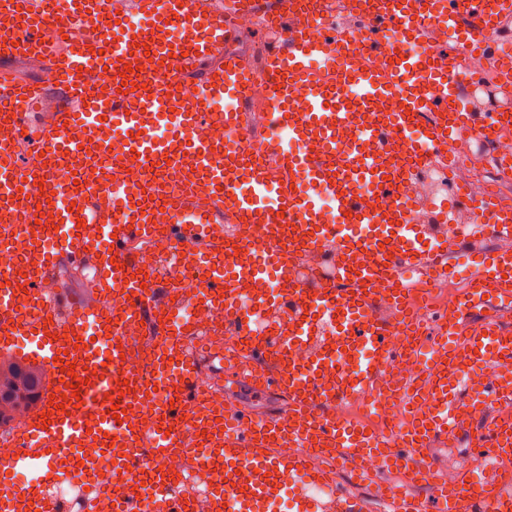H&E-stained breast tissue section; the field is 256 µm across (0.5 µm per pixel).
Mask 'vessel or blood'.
Returning <instances> with one entry per match:
<instances>
[{"label":"vessel or blood","mask_w":512,"mask_h":512,"mask_svg":"<svg viewBox=\"0 0 512 512\" xmlns=\"http://www.w3.org/2000/svg\"><path fill=\"white\" fill-rule=\"evenodd\" d=\"M301 0H61L57 11L45 0H0V121L12 139L0 141V249L22 255L19 265L0 267V351L49 367L37 411L25 424L31 442L25 453L0 463V512H60L63 484L78 500L105 490L94 461H81L82 448L94 445L114 459L115 470H132L142 486L114 512H190L187 500L171 490L179 475L162 474L143 460V449L167 454L181 447L179 429L188 411L203 401L193 382L194 356L181 337L200 335L190 310L200 301L224 300L240 337L262 371V387L288 396L286 413L259 418L244 412L215 420L204 417L205 447L194 449L201 464L219 480L206 489L213 512H271L289 497L291 512H364L365 506L336 488L331 474L307 467L305 448H327L344 464L367 456L373 469L402 470L410 456L434 441L472 436L473 453L494 448L512 455V421L487 436H473L474 419L496 404L512 402V329L500 318L512 313V207L450 186L433 205L430 223L416 220L417 202L403 186L426 172L435 153L465 139L495 149L498 136L512 128V109L480 104L478 78L458 69L454 59L429 64L420 47L436 29L456 54L479 53L497 83L512 91V41L501 32L512 24V0H357L362 25L336 30L319 22L317 30L294 28L290 17ZM268 13L280 32L263 62L269 86L266 108L276 133L258 158L241 146L239 120L251 105L252 70L227 53L231 18ZM81 24V40L66 44L59 33ZM111 27V39L102 36ZM189 31V39L174 29ZM397 36L408 53L387 52L385 40ZM153 38L151 70L140 67L136 40ZM387 53L384 66L366 68L356 50ZM43 61L47 76L15 80L22 59ZM135 65L126 73V65ZM203 67L192 96L179 91L189 71ZM135 83L120 93L115 76ZM63 94L49 118L40 106L47 85ZM224 124L215 140L206 129ZM174 131L155 137L158 126ZM125 133L114 147L112 132ZM43 158L35 163L19 151L22 139ZM95 141L98 150L82 149ZM137 156L144 169L176 172L194 179L184 192L168 181L127 184L121 158ZM282 170L277 181L264 174L265 159ZM319 185L335 201L333 224H325L308 184ZM50 193L54 224H39L29 190ZM112 192V207L97 208L100 189ZM382 206L369 203V196ZM165 202L170 220L153 222L155 202ZM98 227L88 237L83 224ZM220 224L224 232L212 237ZM271 238L272 250L240 262L250 227ZM203 239L206 277L200 297L176 295L170 279L142 274L138 241L156 244L155 264L176 263V241ZM484 239L498 248L481 247ZM307 250L322 252L327 270L303 276L297 266ZM462 252L471 274L456 306L438 316L440 350L418 354L428 368L426 383L412 381L396 395L380 387L383 367L403 355L402 337L415 333L404 324L394 337L383 312L405 316L408 289L401 266H413L421 279L453 272L449 254ZM92 269V301L45 296L40 285L62 258ZM287 280L271 296L257 295L253 284L267 277ZM385 282L386 296L375 294ZM159 320L163 342L154 364L167 381L168 402L152 408L153 419L124 428L111 440L110 408L149 407L150 382L126 373L119 350L102 351L93 336L129 332L144 309ZM77 357H68L72 345ZM304 349L305 361L295 350ZM72 364L79 396L65 393L61 368ZM126 385L124 395L111 386ZM367 395L373 407L399 401L409 412L407 427L386 438L338 423L327 407ZM49 425H42L43 416ZM298 456H274L277 448ZM38 468L36 486L21 488L12 477L25 464ZM474 512H512V482L497 467L481 478L460 474L453 487L431 485L428 496L400 494L386 502L388 512H458L460 502Z\"/></svg>","instance_id":"b4317fda"}]
</instances>
